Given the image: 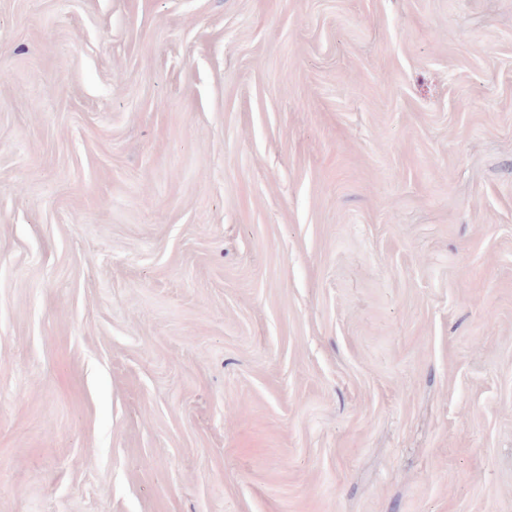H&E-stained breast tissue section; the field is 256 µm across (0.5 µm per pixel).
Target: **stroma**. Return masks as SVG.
Returning a JSON list of instances; mask_svg holds the SVG:
<instances>
[{
  "label": "stroma",
  "instance_id": "35a3bbf8",
  "mask_svg": "<svg viewBox=\"0 0 512 512\" xmlns=\"http://www.w3.org/2000/svg\"><path fill=\"white\" fill-rule=\"evenodd\" d=\"M0 512H512V0H0Z\"/></svg>",
  "mask_w": 512,
  "mask_h": 512
}]
</instances>
